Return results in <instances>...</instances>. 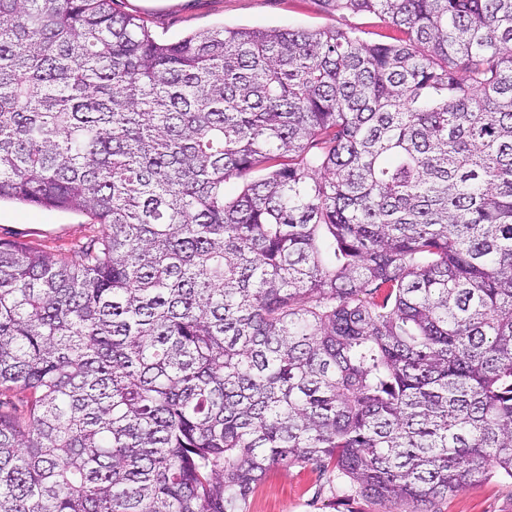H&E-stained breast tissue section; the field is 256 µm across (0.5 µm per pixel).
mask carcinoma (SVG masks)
I'll list each match as a JSON object with an SVG mask.
<instances>
[{"mask_svg":"<svg viewBox=\"0 0 512 512\" xmlns=\"http://www.w3.org/2000/svg\"><path fill=\"white\" fill-rule=\"evenodd\" d=\"M323 2L402 37L0 0V201L99 224L0 241V512L512 479V0Z\"/></svg>","mask_w":512,"mask_h":512,"instance_id":"cac0c4a2","label":"carcinoma"}]
</instances>
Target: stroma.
<instances>
[{"instance_id":"1","label":"stroma","mask_w":512,"mask_h":512,"mask_svg":"<svg viewBox=\"0 0 512 512\" xmlns=\"http://www.w3.org/2000/svg\"><path fill=\"white\" fill-rule=\"evenodd\" d=\"M117 11L147 21L161 41L226 25L315 29L333 25L361 30L365 40L387 42L396 28L373 15L330 14L322 0H115ZM90 215L70 210L0 203V240L74 258L75 243L93 234ZM440 512H512V479L494 475L483 484L442 501ZM247 512H383L350 498L335 473L294 465L270 471L247 504Z\"/></svg>"}]
</instances>
